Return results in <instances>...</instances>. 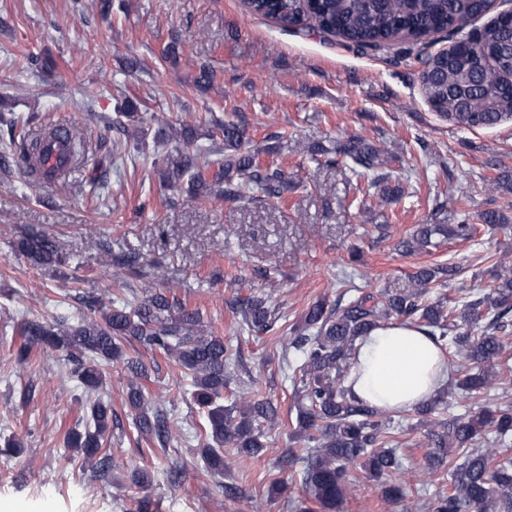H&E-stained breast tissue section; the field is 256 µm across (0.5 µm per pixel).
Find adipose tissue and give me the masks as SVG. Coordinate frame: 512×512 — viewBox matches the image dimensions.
Returning a JSON list of instances; mask_svg holds the SVG:
<instances>
[{"label": "adipose tissue", "instance_id": "ef3b65f1", "mask_svg": "<svg viewBox=\"0 0 512 512\" xmlns=\"http://www.w3.org/2000/svg\"><path fill=\"white\" fill-rule=\"evenodd\" d=\"M346 382L349 396L380 412L409 411L448 381V352L424 328L388 323L356 342Z\"/></svg>", "mask_w": 512, "mask_h": 512}]
</instances>
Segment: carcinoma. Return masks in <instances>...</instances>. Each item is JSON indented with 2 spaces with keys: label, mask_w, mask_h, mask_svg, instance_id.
I'll return each instance as SVG.
<instances>
[{
  "label": "carcinoma",
  "mask_w": 512,
  "mask_h": 512,
  "mask_svg": "<svg viewBox=\"0 0 512 512\" xmlns=\"http://www.w3.org/2000/svg\"><path fill=\"white\" fill-rule=\"evenodd\" d=\"M251 12L279 20L291 29L320 30L337 35L363 52L390 49L398 43L409 47L432 35L463 30L462 23L485 13L490 0H247ZM461 49L446 60L432 54L424 62L421 85L426 101L439 106V115L460 128H493L512 119V13L501 12L482 29L459 38ZM10 128V139L0 165L36 170L45 162L44 142L57 137L58 127L41 126L16 130L13 119L0 117ZM221 146H194L191 127L157 128L155 140L166 148L161 179L169 185L187 184L189 191L205 193L218 201L239 202L256 189L266 198L280 200L288 192V181L278 169L260 165L261 149L250 145L245 126L226 120L217 124ZM351 169L373 175L372 188L392 196L387 186L386 165L391 158L363 137L336 141L329 151ZM62 155L67 168L80 165L85 157L81 136L69 131L63 138ZM512 190V174L504 171L485 180V191ZM474 225L420 224L400 242L406 253L428 247L435 236L469 238ZM15 251L32 263L58 267L66 254L53 236L31 231L14 244ZM457 286L462 307L427 298L436 283ZM141 299L105 302L90 294H78L86 309L77 320L66 315L23 322V342L16 358L23 362L32 348H48L64 354L71 372L88 390L102 383L101 367L124 360L129 373L127 403L138 431L166 445L170 438L167 414L151 400L141 380L151 370L140 358H127L123 346L136 342L171 357L190 380L192 397L207 410L209 437L204 469L224 474L229 462L224 445L244 455H257L265 443V430L277 424L276 409L268 401L241 393L232 407H224V387L231 380L235 361L224 338L206 329L198 312L188 310L164 290L141 286ZM244 322L254 335L274 330L276 319L263 292H253L242 303ZM421 325L433 339L460 357L454 399L465 407L463 415L429 419L443 404L437 396L416 408L419 424L426 425L424 444L431 449L420 477L433 475V468L446 462L448 449L466 451L462 463L448 469L449 491L436 495L429 512H512V459H497L498 449L483 447L491 429L496 442L512 439V406L494 408L480 402L479 395L495 385V367L506 354L512 331V264L501 260L494 266L493 284L466 285L458 281V267H421L410 284L380 295L360 293L343 302L338 297L329 307L323 301L310 306L303 319L282 334L288 349L302 360L299 366L305 403L298 406L296 438L317 443L305 468L301 487L304 495L326 512H337L355 484L350 469L361 464L370 478L381 483L387 501L401 512H412L406 500V470L394 449L381 443L391 419L347 396L345 381L356 340L369 330L389 322ZM112 426V405L97 400L90 406L89 424L68 433L66 445L97 459L101 472L112 470L108 456H99L105 434Z\"/></svg>",
  "instance_id": "1"
}]
</instances>
